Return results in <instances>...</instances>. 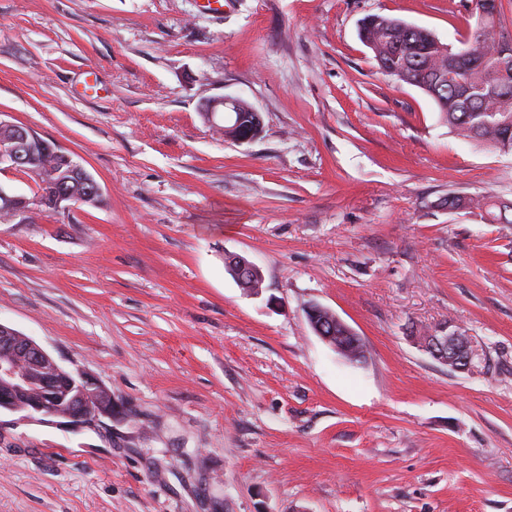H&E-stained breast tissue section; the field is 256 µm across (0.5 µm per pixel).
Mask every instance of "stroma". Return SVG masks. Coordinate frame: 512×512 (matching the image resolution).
<instances>
[{
  "instance_id": "1",
  "label": "stroma",
  "mask_w": 512,
  "mask_h": 512,
  "mask_svg": "<svg viewBox=\"0 0 512 512\" xmlns=\"http://www.w3.org/2000/svg\"><path fill=\"white\" fill-rule=\"evenodd\" d=\"M202 2L0 0V118L102 190L0 224V323L112 396L79 432L0 413V512H512V224L446 205L512 201V154L358 35L384 14L455 44L465 0ZM224 95L250 142L203 119ZM448 322L468 370L419 343ZM202 112H205V117L209 125L218 126L222 122L223 125L235 124L234 127H238L245 119L248 118L247 113H251V123H246L247 132L237 136L231 141L237 143H244L252 140V136L255 130V126L260 127V117L258 112L244 99L240 97L222 96L214 98L208 101L203 107ZM224 132V135H238L241 133L240 127L233 128L228 126ZM315 331L318 336H320L325 342H329L332 336H335L334 340L338 341V345L343 346L346 349L348 357L352 358L349 359V361L356 362V363H362L364 359L366 358L365 355V346L362 343L361 339H359V342L357 344H353L352 340L348 338H339L336 336H350L349 332L341 325H336L334 334L331 336V333H326L329 331V327H325L322 324H319L317 327H315ZM352 338H356V336H350Z\"/></svg>"
}]
</instances>
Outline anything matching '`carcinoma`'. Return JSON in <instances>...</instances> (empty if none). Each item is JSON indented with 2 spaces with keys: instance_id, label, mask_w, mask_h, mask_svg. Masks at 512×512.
I'll return each instance as SVG.
<instances>
[{
  "instance_id": "carcinoma-1",
  "label": "carcinoma",
  "mask_w": 512,
  "mask_h": 512,
  "mask_svg": "<svg viewBox=\"0 0 512 512\" xmlns=\"http://www.w3.org/2000/svg\"><path fill=\"white\" fill-rule=\"evenodd\" d=\"M484 14L480 37L468 40V61L452 68L448 44L423 27H406V22L383 15L363 19L359 29L362 42L371 50L378 70L400 83L421 89L437 105L440 121L450 132L480 149L512 152V37L503 33L500 0H478ZM37 162L30 165L36 178L39 206L56 211V199L63 193L81 198L87 195L77 177L60 183L48 176L59 159L49 152L36 151ZM448 209H479L490 223H511L503 200L448 195ZM338 345L352 361L366 358L364 344L353 343L349 332L335 326Z\"/></svg>"
}]
</instances>
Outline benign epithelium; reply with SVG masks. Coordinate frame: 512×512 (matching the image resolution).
Masks as SVG:
<instances>
[{
	"label": "benign epithelium",
	"mask_w": 512,
	"mask_h": 512,
	"mask_svg": "<svg viewBox=\"0 0 512 512\" xmlns=\"http://www.w3.org/2000/svg\"><path fill=\"white\" fill-rule=\"evenodd\" d=\"M207 123L240 125L246 123V133L235 138L244 143L253 139L255 128L260 126L258 112L240 97L222 96L208 101L203 107ZM0 173L4 171H26L31 159V141L40 137L31 128L0 119ZM65 174L78 177L92 187V192L101 194V188L94 178L79 164L73 162ZM231 272L242 282L258 271V267L238 257L229 260ZM421 347L438 361L457 371L470 367L473 353L469 338L457 329L441 325L433 332L420 337ZM26 365L22 370L19 365ZM10 382V391L0 392V411L23 413L27 417L63 416L77 428L90 426L87 419L96 410L109 415L111 402L107 392L91 386L64 370L43 348L32 339L18 334L0 324V381ZM36 388L43 399L29 405L16 401L14 395Z\"/></svg>",
	"instance_id": "7a95c632"
}]
</instances>
